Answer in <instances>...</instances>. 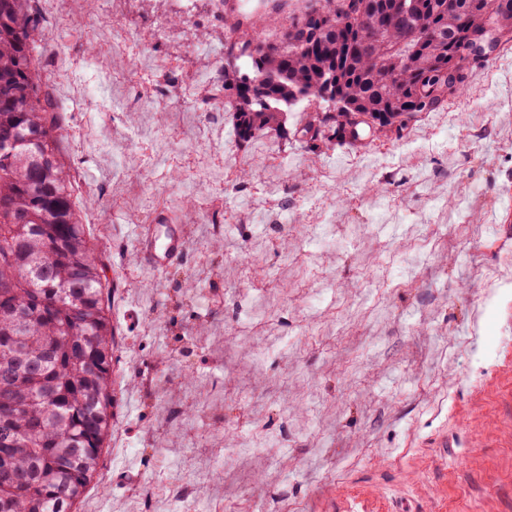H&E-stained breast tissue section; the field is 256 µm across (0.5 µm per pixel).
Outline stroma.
Listing matches in <instances>:
<instances>
[{
  "label": "stroma",
  "mask_w": 512,
  "mask_h": 512,
  "mask_svg": "<svg viewBox=\"0 0 512 512\" xmlns=\"http://www.w3.org/2000/svg\"><path fill=\"white\" fill-rule=\"evenodd\" d=\"M29 6L114 334L111 428L73 512H178L169 484L235 446L190 512H264L283 490L287 512H512V51L466 70L464 93L401 137L314 152L275 134L240 144L229 113L168 99L105 107L138 96L133 58L86 45L167 23L152 55L181 57L164 71L178 85L220 60L207 7L172 27V5L125 18L82 0L76 19L63 0ZM59 48L78 92L54 79ZM164 124L175 162L140 170L133 144ZM205 151L258 166L250 186H275L287 221L248 211L215 229L238 192L213 200L192 181ZM146 194L188 224L190 250L162 271L133 258ZM258 433L272 455L249 452Z\"/></svg>",
  "instance_id": "1"
}]
</instances>
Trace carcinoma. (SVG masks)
Returning <instances> with one entry per match:
<instances>
[{
  "instance_id": "cac0c4a2",
  "label": "carcinoma",
  "mask_w": 512,
  "mask_h": 512,
  "mask_svg": "<svg viewBox=\"0 0 512 512\" xmlns=\"http://www.w3.org/2000/svg\"><path fill=\"white\" fill-rule=\"evenodd\" d=\"M26 0H0V512H72L99 465L112 408V329L102 263L78 224L62 127L34 74L37 24ZM324 0L269 39L224 20L223 99L238 140L288 133V113L316 100L297 141L354 142L334 105L408 126L415 89L441 84L463 21L482 0Z\"/></svg>"
}]
</instances>
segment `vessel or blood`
<instances>
[{"instance_id":"vessel-or-blood-1","label":"vessel or blood","mask_w":512,"mask_h":512,"mask_svg":"<svg viewBox=\"0 0 512 512\" xmlns=\"http://www.w3.org/2000/svg\"><path fill=\"white\" fill-rule=\"evenodd\" d=\"M294 8L295 0H261L260 7L249 13L244 9V0H224L225 16L246 24L258 20L266 23ZM135 246L139 260L159 270L183 257L189 241L183 225L172 223L167 214L160 213L153 223L136 225Z\"/></svg>"}]
</instances>
